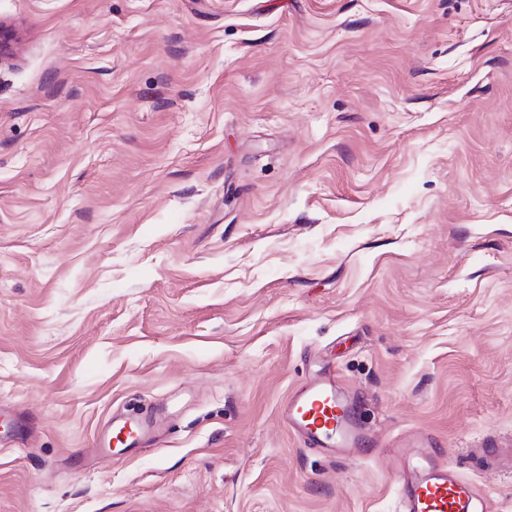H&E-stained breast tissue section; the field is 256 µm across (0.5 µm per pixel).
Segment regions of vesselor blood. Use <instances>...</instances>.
<instances>
[{"mask_svg": "<svg viewBox=\"0 0 512 512\" xmlns=\"http://www.w3.org/2000/svg\"><path fill=\"white\" fill-rule=\"evenodd\" d=\"M281 416L310 448H349L362 444L363 433L353 405L330 370L321 371L289 398ZM126 448H147L151 423L123 424ZM408 461L409 482L401 488L402 512H482L477 486L437 460L432 438L421 435L401 443Z\"/></svg>", "mask_w": 512, "mask_h": 512, "instance_id": "b4317fda", "label": "vessel or blood"}]
</instances>
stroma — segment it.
I'll return each mask as SVG.
<instances>
[{"instance_id": "stroma-1", "label": "stroma", "mask_w": 512, "mask_h": 512, "mask_svg": "<svg viewBox=\"0 0 512 512\" xmlns=\"http://www.w3.org/2000/svg\"><path fill=\"white\" fill-rule=\"evenodd\" d=\"M0 512H512V0H0ZM328 366L379 442L302 447ZM156 446L89 455L113 416ZM433 446L432 438L421 434L397 448L410 471V481L401 487V512L484 511L477 486L439 462Z\"/></svg>"}]
</instances>
